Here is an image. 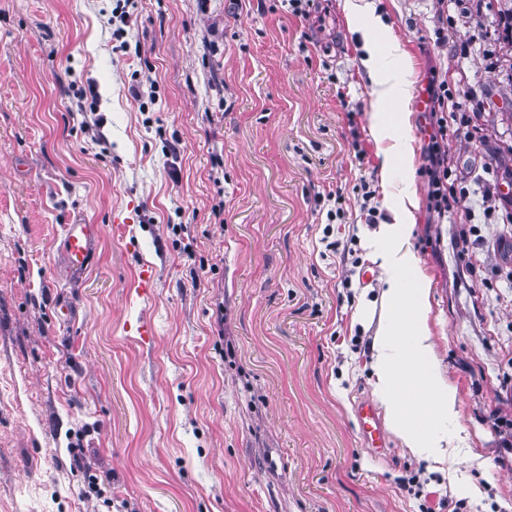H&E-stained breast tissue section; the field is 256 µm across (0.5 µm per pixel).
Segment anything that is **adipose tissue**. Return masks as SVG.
<instances>
[{"mask_svg": "<svg viewBox=\"0 0 512 512\" xmlns=\"http://www.w3.org/2000/svg\"><path fill=\"white\" fill-rule=\"evenodd\" d=\"M413 194H405L393 221L373 233L372 257L385 273L382 292L389 313L374 333V394L389 429L419 459L444 463L452 436L442 423L458 413L456 388L435 369L430 329L431 280L410 245L414 226Z\"/></svg>", "mask_w": 512, "mask_h": 512, "instance_id": "obj_1", "label": "adipose tissue"}]
</instances>
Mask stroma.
I'll return each mask as SVG.
<instances>
[{
	"instance_id": "1",
	"label": "stroma",
	"mask_w": 512,
	"mask_h": 512,
	"mask_svg": "<svg viewBox=\"0 0 512 512\" xmlns=\"http://www.w3.org/2000/svg\"><path fill=\"white\" fill-rule=\"evenodd\" d=\"M369 2L373 39L406 53L370 69L344 0H129L123 48L113 0H0V512H512L507 4ZM385 74L408 87L385 111L410 115L411 159L390 165L371 133ZM435 74L458 104L449 182L469 193L444 218L416 108ZM368 188L386 224L417 197L428 326L459 398L445 464L392 435L375 454L356 424L387 313L380 277L362 279ZM75 216L104 231L66 276Z\"/></svg>"
}]
</instances>
